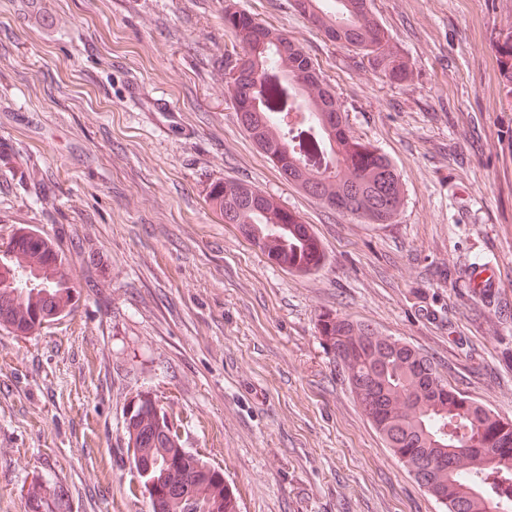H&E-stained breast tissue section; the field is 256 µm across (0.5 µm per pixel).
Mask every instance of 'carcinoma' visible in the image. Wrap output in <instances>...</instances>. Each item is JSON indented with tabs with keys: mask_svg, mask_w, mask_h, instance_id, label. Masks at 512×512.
<instances>
[{
	"mask_svg": "<svg viewBox=\"0 0 512 512\" xmlns=\"http://www.w3.org/2000/svg\"><path fill=\"white\" fill-rule=\"evenodd\" d=\"M294 0V8L330 41L366 57L390 80L404 70L385 50V32L366 0ZM225 24L240 52L228 90L239 124L283 177L329 208L371 224H388L402 202L390 158L349 134L333 87L311 57L288 36L262 23ZM502 73L512 85V35L500 45ZM208 198L226 224L288 271L321 268L325 254L310 225L258 187L242 181L211 184ZM23 272L37 282L19 289ZM77 290L69 264L40 234L16 228L0 244V326L17 336L66 316ZM319 334L341 367L361 409L387 447L446 512H512V458L489 448H512V421L453 388L436 364L410 344L380 335L337 314L319 318ZM133 467L151 509L162 512H239L224 472L182 448L174 424L151 397L138 398L126 419Z\"/></svg>",
	"mask_w": 512,
	"mask_h": 512,
	"instance_id": "1",
	"label": "carcinoma"
}]
</instances>
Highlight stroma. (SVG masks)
Returning a JSON list of instances; mask_svg holds the SVG:
<instances>
[{
	"label": "stroma",
	"instance_id": "obj_1",
	"mask_svg": "<svg viewBox=\"0 0 512 512\" xmlns=\"http://www.w3.org/2000/svg\"><path fill=\"white\" fill-rule=\"evenodd\" d=\"M234 2L308 51L351 134L391 159L401 208L330 210L257 148L227 91L224 0H0V241L35 228L82 293L51 327L0 328V512H30L35 486L51 512H150L125 433L146 391L240 512H446L363 414L325 313L409 343L512 421V0H367L408 65L397 83L292 0ZM222 179L299 213L323 267L268 262L210 204ZM484 263L491 303L465 283Z\"/></svg>",
	"mask_w": 512,
	"mask_h": 512
}]
</instances>
